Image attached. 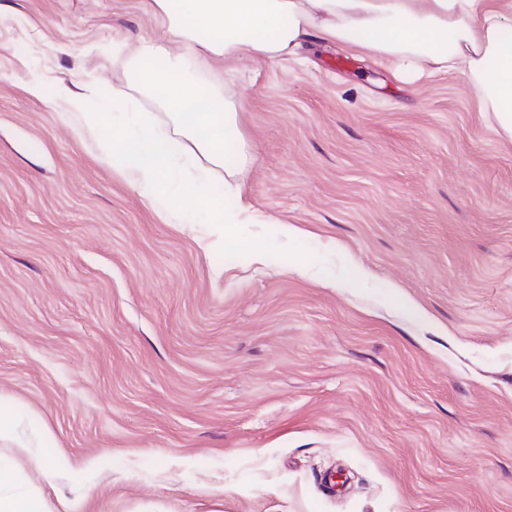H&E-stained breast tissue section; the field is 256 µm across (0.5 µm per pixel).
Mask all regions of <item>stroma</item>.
<instances>
[{
  "mask_svg": "<svg viewBox=\"0 0 512 512\" xmlns=\"http://www.w3.org/2000/svg\"><path fill=\"white\" fill-rule=\"evenodd\" d=\"M145 43L171 44L152 0H0L18 490L52 459L51 512H512V138L478 88L314 40L300 64L211 59L254 221L206 251L55 97L162 114L129 84Z\"/></svg>",
  "mask_w": 512,
  "mask_h": 512,
  "instance_id": "obj_1",
  "label": "stroma"
}]
</instances>
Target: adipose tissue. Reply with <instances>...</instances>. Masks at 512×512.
Masks as SVG:
<instances>
[{"instance_id":"ef3b65f1","label":"adipose tissue","mask_w":512,"mask_h":512,"mask_svg":"<svg viewBox=\"0 0 512 512\" xmlns=\"http://www.w3.org/2000/svg\"><path fill=\"white\" fill-rule=\"evenodd\" d=\"M172 36L200 62L245 53L295 62L309 39L369 50L396 75L461 73L478 87L499 131L512 137V0H154ZM139 83L163 100L170 130L113 114L100 147L154 205L191 207L210 225L203 248L237 236L250 211L239 176L250 164L233 97L187 77L183 56L146 44L133 58ZM0 459V512H49L41 491L14 492Z\"/></svg>"}]
</instances>
